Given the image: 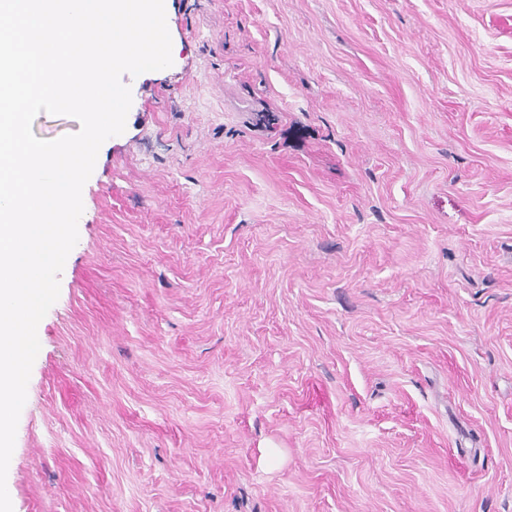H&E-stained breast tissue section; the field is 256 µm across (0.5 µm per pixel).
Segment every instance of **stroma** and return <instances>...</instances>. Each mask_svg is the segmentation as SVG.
<instances>
[{"mask_svg":"<svg viewBox=\"0 0 512 512\" xmlns=\"http://www.w3.org/2000/svg\"><path fill=\"white\" fill-rule=\"evenodd\" d=\"M164 5L13 512H512V0Z\"/></svg>","mask_w":512,"mask_h":512,"instance_id":"35a3bbf8","label":"stroma"}]
</instances>
